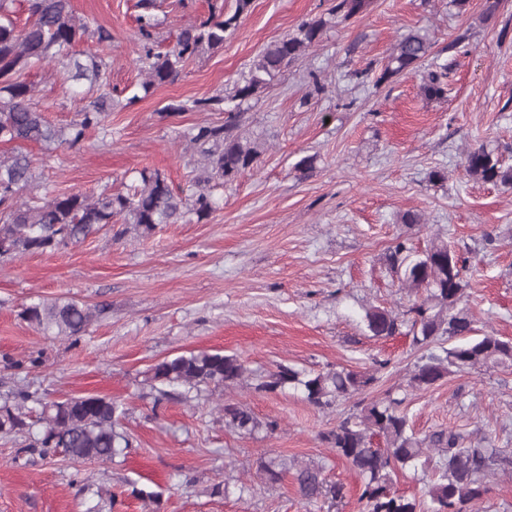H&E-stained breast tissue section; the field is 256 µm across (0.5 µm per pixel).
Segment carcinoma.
<instances>
[{
  "label": "carcinoma",
  "instance_id": "1",
  "mask_svg": "<svg viewBox=\"0 0 512 512\" xmlns=\"http://www.w3.org/2000/svg\"><path fill=\"white\" fill-rule=\"evenodd\" d=\"M15 0H0V142L78 143L91 127L104 125L112 108V96L102 92L77 114L66 128L52 125L44 113L31 106L33 84L22 78L37 63L60 61L70 50L92 37L99 42L112 40V32L95 21L76 15L71 0H28L29 20L24 26L14 19ZM251 0H236L230 16L224 10L211 12L199 24L182 29L172 47L164 52L154 49L158 19L156 0H138L137 21L143 40L140 69L146 77L142 87L161 86L178 80L185 64L197 56L224 47L225 33L248 11ZM371 0H337L334 13L347 20L369 10ZM327 20L301 22L294 33L271 42L253 60L248 76L229 94L192 102V107L224 113L221 124L202 126L190 138L197 149L199 174L194 178L196 191L190 196L174 189L157 170L142 169L139 184L126 193L97 196L59 194L51 198L22 199L19 193L36 179L32 160L20 148L0 156V256H24L56 250L75 244L105 224H130L150 234L162 224L207 219L215 210L211 184H224L254 167L261 150L256 141L238 134L242 104L258 89L277 78L293 61L319 43ZM429 56L425 37L408 32L400 37L387 57L376 83L381 84L404 72L412 71ZM88 63L74 60L73 80L91 79L90 87L107 85V64L94 55ZM448 65L432 61L422 76L425 96L444 98L448 85L442 81ZM464 170L469 177L485 183L512 187V167L484 146L468 151ZM389 262L401 285L424 290L411 308L410 333L413 345L426 348L436 342L450 343L438 353L420 358L408 379V387L428 389L450 375L493 366L512 367V341L494 333L475 339V320L467 306L469 283L463 278L460 256L447 240L436 236L418 251L400 241L393 246ZM104 308L72 299H38L26 306L21 316L38 330L77 340L103 313ZM367 333L373 337L393 336L399 330L398 318L379 307L365 310L362 317ZM247 373L236 355L219 351L191 352L164 359L152 368V379L168 386H231ZM376 381L370 373L355 372L337 366L326 371L304 372L281 366L263 378L256 390L282 391L291 387L303 392L315 407L328 408L346 396L366 390ZM30 395L17 392L13 400L0 405V434L22 432L29 428L26 407ZM405 398L387 393L357 413L341 419L323 436L336 455L345 458L362 484L360 501L364 512H462L481 500L487 492L486 479L512 469V453L502 448H471L456 432L436 431L420 438L401 409ZM120 405L104 397H71L64 401L42 403L41 436L35 447L44 455L63 451L74 460L96 459L102 462L130 447L128 436L118 431ZM225 426L252 435L261 427L273 431L277 423H260L243 405L224 406ZM381 436L386 448L372 447V438ZM440 454L428 494L430 505L422 510L416 499L392 491L397 469L418 471L426 467L429 451ZM294 470V480L308 503H326L342 497V488L326 484L322 468L314 464H288L272 458L259 466L260 472L277 481L281 474Z\"/></svg>",
  "mask_w": 512,
  "mask_h": 512
}]
</instances>
